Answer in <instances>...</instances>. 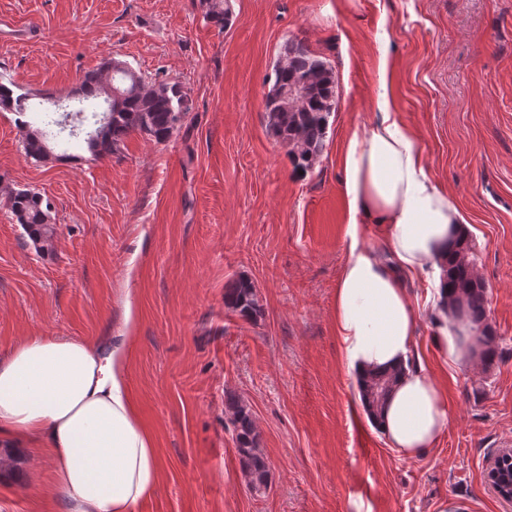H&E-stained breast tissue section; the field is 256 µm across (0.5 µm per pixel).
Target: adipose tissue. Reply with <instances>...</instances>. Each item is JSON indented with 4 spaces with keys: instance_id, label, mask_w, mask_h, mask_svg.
<instances>
[{
    "instance_id": "adipose-tissue-1",
    "label": "adipose tissue",
    "mask_w": 512,
    "mask_h": 512,
    "mask_svg": "<svg viewBox=\"0 0 512 512\" xmlns=\"http://www.w3.org/2000/svg\"><path fill=\"white\" fill-rule=\"evenodd\" d=\"M393 66L381 59L378 115L342 151L350 231L374 224L385 251L351 241L336 283L333 324L346 374L397 378L374 421L407 457L433 448L448 424L445 387L413 352L419 321L408 279L422 275L445 363H470L468 322L448 306V256L464 217L424 164L419 138L391 98ZM131 339L98 345L29 336L0 358V446L40 440L50 452L55 491L66 512H136L157 488L161 460L129 386Z\"/></svg>"
}]
</instances>
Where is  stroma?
Masks as SVG:
<instances>
[{
	"instance_id": "stroma-1",
	"label": "stroma",
	"mask_w": 512,
	"mask_h": 512,
	"mask_svg": "<svg viewBox=\"0 0 512 512\" xmlns=\"http://www.w3.org/2000/svg\"><path fill=\"white\" fill-rule=\"evenodd\" d=\"M218 30L199 0H0V77L72 103L116 56L185 86L191 110L164 144L134 132L120 153L50 141L25 159L0 112V356L30 335L131 337L129 385L162 460L137 512H512L486 479L512 448V0H231ZM336 76L323 150L295 172L269 132L265 95L287 41ZM398 112L466 220L486 286L492 366L442 368L422 313L414 356L448 388L449 423L414 458L389 448L341 366L332 315L349 253L340 152L374 118L381 55ZM48 203L39 251L5 205ZM262 306L224 305L234 280ZM252 413L270 479L251 491L231 402ZM0 512H62L47 449L8 448ZM224 305L243 318H254L261 309L255 284L246 278L233 282L225 289Z\"/></svg>"
}]
</instances>
